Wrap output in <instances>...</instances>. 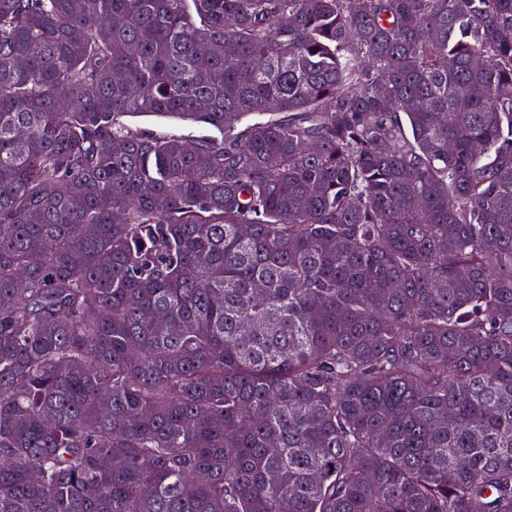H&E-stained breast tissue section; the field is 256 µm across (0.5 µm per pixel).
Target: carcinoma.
<instances>
[{
    "instance_id": "1",
    "label": "carcinoma",
    "mask_w": 512,
    "mask_h": 512,
    "mask_svg": "<svg viewBox=\"0 0 512 512\" xmlns=\"http://www.w3.org/2000/svg\"><path fill=\"white\" fill-rule=\"evenodd\" d=\"M0 512H512V0H0ZM125 122L130 126L142 130H148L161 136H173L187 142H194L202 137L216 136L219 133L203 124L185 122L165 117H134L126 118Z\"/></svg>"
}]
</instances>
